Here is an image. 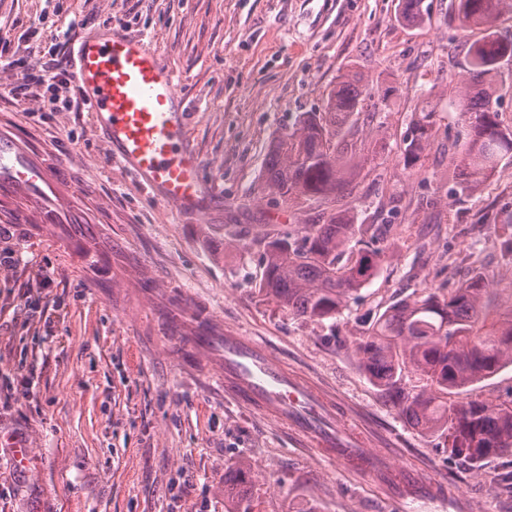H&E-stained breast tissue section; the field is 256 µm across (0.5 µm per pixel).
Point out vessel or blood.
<instances>
[{
  "label": "vessel or blood",
  "instance_id": "obj_1",
  "mask_svg": "<svg viewBox=\"0 0 512 512\" xmlns=\"http://www.w3.org/2000/svg\"><path fill=\"white\" fill-rule=\"evenodd\" d=\"M72 71L114 159L176 213L204 222L218 188L201 177L203 162L186 140V97L158 49L116 25L88 29L73 43ZM62 177L56 162L0 119V222L55 223ZM218 342V382L226 392L291 421L302 442L335 447L336 434L323 428L322 404L308 386L247 337L227 334Z\"/></svg>",
  "mask_w": 512,
  "mask_h": 512
}]
</instances>
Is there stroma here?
Wrapping results in <instances>:
<instances>
[{
	"mask_svg": "<svg viewBox=\"0 0 512 512\" xmlns=\"http://www.w3.org/2000/svg\"><path fill=\"white\" fill-rule=\"evenodd\" d=\"M415 25L399 0H0L10 58L0 117L65 164L83 202L70 223L13 224L0 249V512H230L224 477L252 475L256 512H407L385 471L412 469L423 512H512V488L450 456L385 404L346 341L393 304L447 294L474 273L512 295V157L478 190L451 180L466 130L449 106L468 52L512 40V0L488 26L462 29L454 0H424ZM93 16L157 47L181 79L186 136L220 197L206 223L178 218L106 149L89 112L39 110L9 92L27 46ZM371 93L357 114L351 213L356 256L389 249L336 318L289 315L258 291L264 231L327 223L321 200L288 204L264 187L273 140L322 110L341 77ZM434 110L420 165L404 166L414 113ZM51 280L35 282L33 264ZM229 329L323 397L338 425L377 461L365 469L302 447L280 423L214 386L217 357L198 336ZM27 447L26 464L15 461Z\"/></svg>",
	"mask_w": 512,
	"mask_h": 512,
	"instance_id": "35a3bbf8",
	"label": "stroma"
}]
</instances>
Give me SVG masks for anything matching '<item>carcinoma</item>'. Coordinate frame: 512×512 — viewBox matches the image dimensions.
<instances>
[{"label": "carcinoma", "mask_w": 512, "mask_h": 512, "mask_svg": "<svg viewBox=\"0 0 512 512\" xmlns=\"http://www.w3.org/2000/svg\"><path fill=\"white\" fill-rule=\"evenodd\" d=\"M423 0H401L408 23L423 16ZM503 0H457V15L466 27L491 24ZM507 45L490 38L471 54L469 74L482 82L471 90L460 86L456 109L468 120L466 140L452 158L473 190L512 155V131L499 120V89L488 77L498 73ZM370 98L353 75L328 96L322 112H308L300 126L274 143L265 165V182L275 194L336 200L351 191L343 178L339 145L352 133L351 118ZM432 110H423L407 131L405 164L423 157L433 136ZM355 232L348 210L326 224H307L297 232L280 230L258 239L264 273L259 291L289 314L314 320L332 319L373 275L385 250L362 251L343 263L341 256ZM349 345L360 369L398 413L419 430L448 439V453L477 471L489 458H512V400L453 399L499 369L512 366V299L503 302L476 274L440 297L422 292L386 309ZM250 468L241 465L224 482V493L236 499L234 512H253Z\"/></svg>", "instance_id": "1"}]
</instances>
